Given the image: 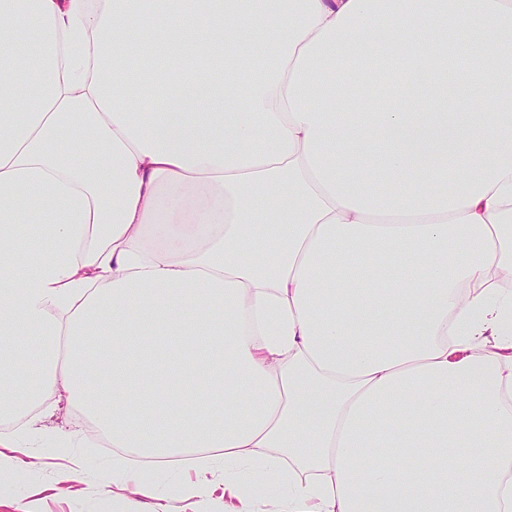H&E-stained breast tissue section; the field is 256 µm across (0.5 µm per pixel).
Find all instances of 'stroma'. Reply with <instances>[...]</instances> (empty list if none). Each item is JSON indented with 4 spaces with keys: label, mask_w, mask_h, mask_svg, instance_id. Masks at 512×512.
<instances>
[{
    "label": "stroma",
    "mask_w": 512,
    "mask_h": 512,
    "mask_svg": "<svg viewBox=\"0 0 512 512\" xmlns=\"http://www.w3.org/2000/svg\"><path fill=\"white\" fill-rule=\"evenodd\" d=\"M41 424L52 435L78 433L81 443L51 450L29 443L31 466L0 471V512H124L127 489L104 480L112 469V451L100 445L80 412L58 396L48 401ZM195 480L188 464L176 461L156 469L152 484L176 512H193V502L180 500L177 489Z\"/></svg>",
    "instance_id": "stroma-1"
}]
</instances>
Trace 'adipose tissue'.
I'll use <instances>...</instances> for the list:
<instances>
[{
    "label": "adipose tissue",
    "mask_w": 512,
    "mask_h": 512,
    "mask_svg": "<svg viewBox=\"0 0 512 512\" xmlns=\"http://www.w3.org/2000/svg\"><path fill=\"white\" fill-rule=\"evenodd\" d=\"M378 38L407 106L336 80ZM502 269L512 0H0L1 422L66 394L225 512H512Z\"/></svg>",
    "instance_id": "obj_1"
}]
</instances>
